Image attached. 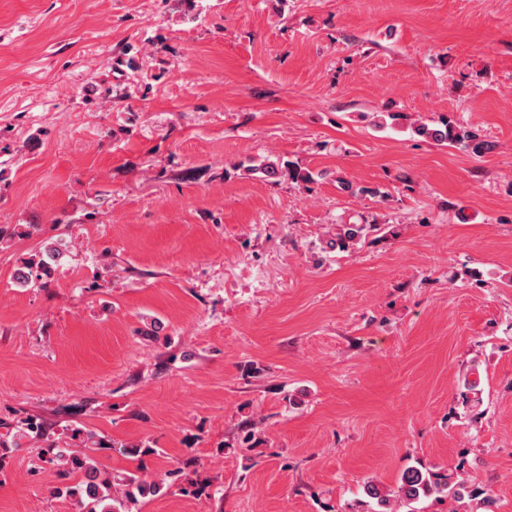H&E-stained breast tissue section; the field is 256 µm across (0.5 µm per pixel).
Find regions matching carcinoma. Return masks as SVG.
I'll use <instances>...</instances> for the list:
<instances>
[{"label":"carcinoma","mask_w":512,"mask_h":512,"mask_svg":"<svg viewBox=\"0 0 512 512\" xmlns=\"http://www.w3.org/2000/svg\"><path fill=\"white\" fill-rule=\"evenodd\" d=\"M412 132L439 144H462L474 155H479L490 147V144L479 135L445 117L433 126L422 123L415 125ZM243 170L260 179L286 178L303 185L314 182L311 172L296 162L281 158L274 161L264 159L258 163L250 159L248 164L243 166ZM383 230L382 225L374 223L338 224L336 231L325 240V248L330 251H347L354 248L362 238ZM60 255V249L56 246L46 249L41 257L24 262L19 279L26 283L33 279L40 281L51 277ZM460 397L463 406L473 411L482 405L478 367H472L464 376ZM0 428L6 429V433L0 434V459L11 450L20 447L21 440L37 438L44 435L45 431L44 423L31 416L20 418L13 423L0 421ZM39 461L57 465L64 477L83 476V480L78 483L65 485L59 489V493L74 500L77 512H132V505L138 502V498H144L158 489L155 482L149 483L130 476L124 479V488L115 493L112 491V481L101 474L93 458L52 444ZM462 471L461 463L447 469L411 465L402 472L393 488L367 481L363 485V494L367 498V509L364 512H399L401 509L404 512H417L415 504L433 495L455 501L467 496L479 503L483 512H493L494 499L483 491L466 490L461 478Z\"/></svg>","instance_id":"carcinoma-1"}]
</instances>
